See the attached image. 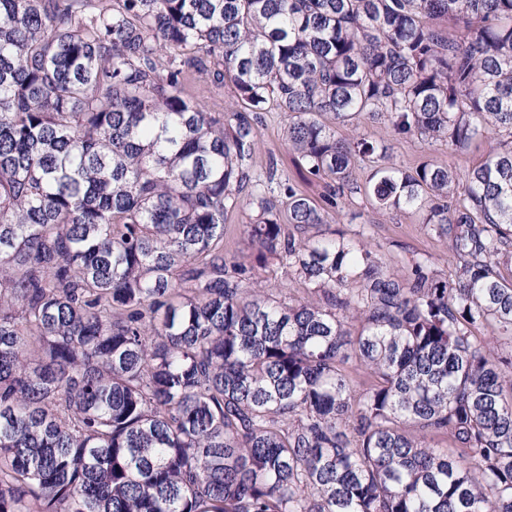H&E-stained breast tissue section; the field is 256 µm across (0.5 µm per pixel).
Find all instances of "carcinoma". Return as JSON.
Listing matches in <instances>:
<instances>
[{
    "mask_svg": "<svg viewBox=\"0 0 512 512\" xmlns=\"http://www.w3.org/2000/svg\"><path fill=\"white\" fill-rule=\"evenodd\" d=\"M272 107L321 202L256 172ZM355 197L454 268L314 232ZM504 338L512 0H0V512H512ZM199 92L206 107L212 112H225L233 103V94L228 87L216 89L211 86L210 88L202 86ZM494 141L476 142L470 146L457 150L444 143L428 146L412 138L393 143L395 161L406 169L415 168L421 161L433 159L448 165L450 168L460 170L480 164L488 155ZM246 223L244 213H229L224 221V253L235 256L246 264L256 265L257 252L242 232L241 224Z\"/></svg>",
    "mask_w": 512,
    "mask_h": 512,
    "instance_id": "1",
    "label": "carcinoma"
}]
</instances>
